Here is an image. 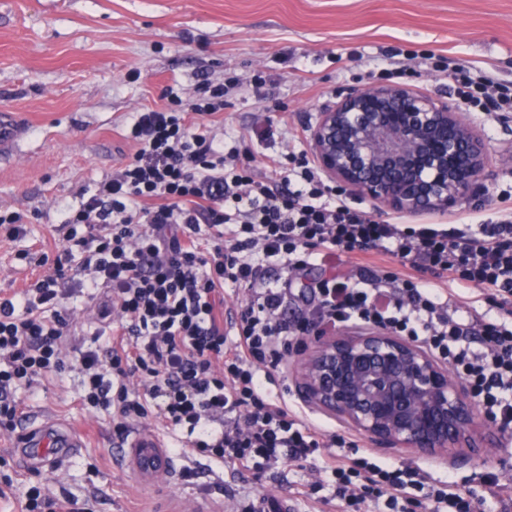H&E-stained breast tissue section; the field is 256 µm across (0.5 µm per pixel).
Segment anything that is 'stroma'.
<instances>
[{
    "label": "stroma",
    "mask_w": 512,
    "mask_h": 512,
    "mask_svg": "<svg viewBox=\"0 0 512 512\" xmlns=\"http://www.w3.org/2000/svg\"><path fill=\"white\" fill-rule=\"evenodd\" d=\"M430 51L443 61L491 65L493 76L512 82V0H0V111L13 113L25 135L0 155V211L19 213L25 238L0 235V295L22 292L45 274L41 256L55 257L57 225L94 183L120 170L136 151L125 136L139 110L154 106L166 86L182 99L203 83L224 84V112L208 123L209 135L225 147L249 148L257 173L267 159L310 151V133L340 90L380 83L393 54ZM282 128L275 141H259L264 119ZM466 120L488 155L481 192L488 202L464 199L448 211L410 215L385 212L405 224L450 229L477 224L498 211L500 191L512 185V112H469ZM326 275L311 267L292 278L284 319L296 323L312 309V286ZM95 299L75 294L70 333L64 344L68 366L56 377L23 391L25 421L0 426V512H19L6 481L47 485L58 496H94L97 512H135L147 503L162 512L169 498L193 507L201 498L222 502L223 512H244L252 498L287 499L293 512H316L317 500L333 487L311 459L258 472L218 465L178 450L177 434L158 418L144 426L165 444L170 480L160 487L116 468L121 442L111 416L84 406L81 377L72 364L107 323ZM298 354L283 366L275 394L299 406L305 419L336 433L347 425L306 404L295 385ZM48 419L78 430L83 447L53 471L27 469L18 438L27 424ZM361 451L383 463H410L452 482L486 502L488 512H512V501L490 499L483 483L491 472L512 483V433L478 430V452L453 457L418 454L357 438ZM314 486L308 497L300 486Z\"/></svg>",
    "instance_id": "stroma-1"
}]
</instances>
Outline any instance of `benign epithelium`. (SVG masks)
<instances>
[{"mask_svg":"<svg viewBox=\"0 0 512 512\" xmlns=\"http://www.w3.org/2000/svg\"><path fill=\"white\" fill-rule=\"evenodd\" d=\"M310 140L326 177L380 211L446 210L476 195L487 164L459 105L403 85L339 97ZM296 385L307 404L386 448L475 447V406L461 379L393 333L316 337L297 362Z\"/></svg>","mask_w":512,"mask_h":512,"instance_id":"1","label":"benign epithelium"}]
</instances>
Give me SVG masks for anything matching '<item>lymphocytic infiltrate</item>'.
<instances>
[{"mask_svg": "<svg viewBox=\"0 0 512 512\" xmlns=\"http://www.w3.org/2000/svg\"><path fill=\"white\" fill-rule=\"evenodd\" d=\"M448 77L473 111L491 102L512 109V83L465 62ZM224 95L223 85L208 83L186 104L168 88L163 105L138 112L126 133L136 152L69 209L52 273L21 297L0 298V424L15 428L24 416L18 387L65 370L75 282L108 289L117 315L105 347L81 351L78 366L82 402L111 412L118 435L152 415L180 431L184 451L257 471L320 451L332 503L351 512L367 501L409 512L419 496L438 512H476L470 493L409 463L378 464L351 438L304 423L264 386L275 383L295 337L373 325L425 344L488 416L512 430V327L488 320L476 330L455 320L421 279L428 273L511 299L512 191L501 194V215L473 232L378 220L337 197L304 154L272 160L284 173L278 182L240 164L238 148L205 131ZM203 232L212 240L206 250L197 243ZM343 255H378L411 273L373 266L354 282L329 274L314 289L309 315L288 325L281 316L288 283L266 278V263L278 259L294 273L335 266ZM228 283L248 291L230 310ZM16 494L21 512H94L91 499H60L39 486L19 484Z\"/></svg>", "mask_w": 512, "mask_h": 512, "instance_id": "lymphocytic-infiltrate-1", "label": "lymphocytic infiltrate"}]
</instances>
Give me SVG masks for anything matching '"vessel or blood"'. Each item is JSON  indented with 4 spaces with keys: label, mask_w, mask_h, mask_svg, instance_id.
I'll use <instances>...</instances> for the list:
<instances>
[{
    "label": "vessel or blood",
    "mask_w": 512,
    "mask_h": 512,
    "mask_svg": "<svg viewBox=\"0 0 512 512\" xmlns=\"http://www.w3.org/2000/svg\"><path fill=\"white\" fill-rule=\"evenodd\" d=\"M25 450L24 459L30 469H55L66 463L81 448L82 441L68 429L44 420L32 425L19 442ZM129 462L143 478L164 473L167 461L162 443L154 434L137 431L126 443Z\"/></svg>",
    "instance_id": "1"
}]
</instances>
